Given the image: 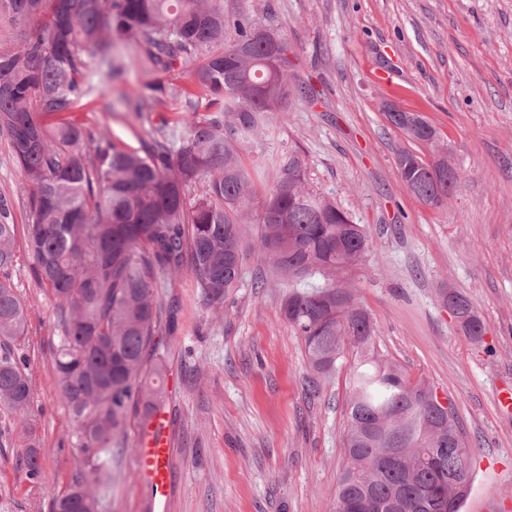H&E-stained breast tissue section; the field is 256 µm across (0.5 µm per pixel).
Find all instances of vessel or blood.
Listing matches in <instances>:
<instances>
[{"instance_id":"vessel-or-blood-1","label":"vessel or blood","mask_w":512,"mask_h":512,"mask_svg":"<svg viewBox=\"0 0 512 512\" xmlns=\"http://www.w3.org/2000/svg\"><path fill=\"white\" fill-rule=\"evenodd\" d=\"M171 424L164 404H157L136 433V478L142 512H166L172 484Z\"/></svg>"}]
</instances>
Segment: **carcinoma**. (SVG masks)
Instances as JSON below:
<instances>
[{
	"instance_id": "1",
	"label": "carcinoma",
	"mask_w": 512,
	"mask_h": 512,
	"mask_svg": "<svg viewBox=\"0 0 512 512\" xmlns=\"http://www.w3.org/2000/svg\"><path fill=\"white\" fill-rule=\"evenodd\" d=\"M0 21L15 29L0 44V139L31 189L26 248L34 279L55 303L62 336L51 363L77 424L79 478L53 499L52 512H98L129 414L143 417L162 402L155 337L175 316L157 300L158 277L188 268L198 301L220 308L255 250L288 284L280 313L301 336L313 373L335 371L348 349L364 367L346 402L336 512H461L471 476L457 413L445 415L433 390L371 354L372 317L341 278L371 249L365 227L307 186L301 159L265 187L244 162L288 95L314 96L289 82L288 39L246 14L224 16V0H0ZM121 46L134 55H115ZM132 65L185 70L188 83L159 84L128 103L140 115L175 103L181 128L165 120L131 150L106 132L91 147L79 124L46 122L93 96L95 77L112 80ZM391 124L435 156L429 171L419 154L400 151L402 182L419 201L444 204L458 175L436 130L424 136ZM199 181L200 196L187 202ZM9 215L0 195V410L16 417L26 476L39 482L31 379L15 352L26 311L7 275L16 262ZM315 275L322 286L297 287ZM455 298L461 330L482 341L478 310Z\"/></svg>"
}]
</instances>
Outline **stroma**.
Segmentation results:
<instances>
[{"mask_svg":"<svg viewBox=\"0 0 512 512\" xmlns=\"http://www.w3.org/2000/svg\"><path fill=\"white\" fill-rule=\"evenodd\" d=\"M224 13L281 30L292 84L318 93L312 102L288 97L247 155L249 168L270 177L300 155L309 186L367 226L372 249L349 278L374 318L378 352L452 401L470 449L462 512H512V416L495 403L498 387L512 384V0H224ZM159 79L186 76L177 69ZM159 79L136 68L118 81L98 78L72 118L140 148L153 125L179 118L144 120L124 107ZM391 107L422 114L447 145L461 177L447 204L425 205L403 184L396 153L422 147L389 123ZM0 195L17 226L9 278L28 308L17 348L46 450L45 478L32 482L18 465L15 422L0 413V512H51L77 476L75 427L51 364L55 304L25 250L29 188L2 141ZM286 290L256 254L227 308L199 305L187 270L159 289V302L178 309L174 331L160 338L174 448L168 512H335L354 358L345 355L309 396L304 345L279 311ZM445 290L477 306L483 342L460 330ZM134 446L130 432L113 449L101 512H140Z\"/></svg>","mask_w":512,"mask_h":512,"instance_id":"1","label":"stroma"}]
</instances>
